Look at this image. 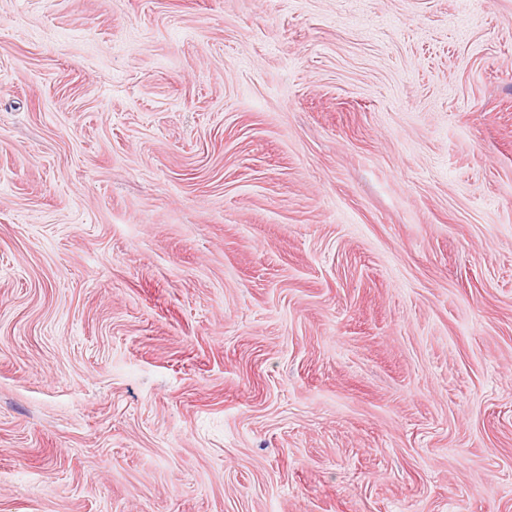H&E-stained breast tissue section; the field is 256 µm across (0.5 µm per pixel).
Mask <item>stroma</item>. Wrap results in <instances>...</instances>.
Returning <instances> with one entry per match:
<instances>
[{"mask_svg":"<svg viewBox=\"0 0 512 512\" xmlns=\"http://www.w3.org/2000/svg\"><path fill=\"white\" fill-rule=\"evenodd\" d=\"M0 512H512V0H0Z\"/></svg>","mask_w":512,"mask_h":512,"instance_id":"35a3bbf8","label":"stroma"}]
</instances>
